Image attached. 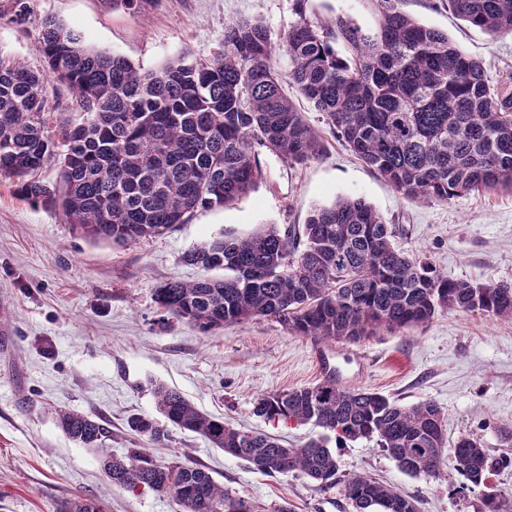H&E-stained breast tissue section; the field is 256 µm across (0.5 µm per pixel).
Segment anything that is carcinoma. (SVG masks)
I'll return each instance as SVG.
<instances>
[{"mask_svg": "<svg viewBox=\"0 0 512 512\" xmlns=\"http://www.w3.org/2000/svg\"><path fill=\"white\" fill-rule=\"evenodd\" d=\"M372 2V29L340 17L315 25L302 16L290 26L276 47L288 57L289 82L354 155L411 201L512 192V77L492 82L480 61L417 22L403 0ZM444 2L475 27L512 34V0ZM7 13L27 23L30 0H9ZM40 27L42 67L0 57V174L18 178L21 199L60 206L79 237L115 245L161 237L197 210L253 189L261 177L256 147L290 166L323 150L319 133L284 93L272 62L276 48L258 22L224 24L223 49L210 60L178 57L143 73L86 46L52 17ZM51 83L76 93L77 117L52 112ZM52 159L60 160V177L50 185L35 175ZM181 261L224 272L193 282L171 278L155 288L163 312L203 333L267 317L320 345L424 325L443 309L512 318L511 285L450 279L427 256L405 254L385 218L361 198L314 207L300 231L272 225L226 233ZM155 397L165 423L130 416L135 447L104 455L102 467L113 486L161 493L177 512L260 510L224 490L202 465L156 460L147 445L167 440L171 426L265 474L297 473L322 488L336 484L332 438L373 441L413 476H436L449 459L474 486L512 463L509 456L493 460L469 435L448 455L434 402L400 405L344 387L333 374L254 404L253 413L268 421L311 422L325 431L299 448L236 429L177 390L159 386ZM56 423L85 448H99L109 434L101 419L67 407L56 410ZM344 490L355 512H418L415 500L366 476L347 478ZM63 507L100 512L82 498Z\"/></svg>", "mask_w": 512, "mask_h": 512, "instance_id": "cac0c4a2", "label": "carcinoma"}]
</instances>
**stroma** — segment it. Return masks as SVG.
<instances>
[{
	"label": "stroma",
	"instance_id": "1",
	"mask_svg": "<svg viewBox=\"0 0 512 512\" xmlns=\"http://www.w3.org/2000/svg\"><path fill=\"white\" fill-rule=\"evenodd\" d=\"M23 25L0 17V52L41 64L39 20L55 17L91 48L125 57L150 72L169 60H208L222 49L229 19L260 21L272 43L299 16L316 24L348 18L374 27L371 0H32ZM423 24L446 32L478 59L492 81L512 75V35H492L460 20L436 0H404ZM297 107L321 135L324 150L291 166L262 148V177L233 203L198 210L164 236L123 246L74 235L60 209L16 194L15 178L0 175V512H58L79 496L103 512H175L166 496L108 483L103 452L125 453L133 442L130 415L156 416V384L180 391L202 412L234 427L277 436L289 447L321 435L313 424L273 422L253 413L256 398L309 386L335 368L349 388L381 393L398 404L436 403L446 436L477 437L492 456L504 454L500 431L512 428V319L445 310L425 325L381 332L359 342L315 346L279 323L257 317L208 333L161 312L154 290L200 269L184 252L232 232L305 224L311 210L338 197L364 199L384 216L407 253L424 254L452 279L512 285V193H471L449 202L403 198L353 155L303 97ZM99 416L111 435L103 450L82 447L59 430V407ZM162 460L198 463L225 489L263 512L289 503L292 512H353L343 478L369 475L418 502L420 512H485L494 488L499 512H512V466L488 486L464 487L450 468L410 476L375 442L336 448L339 483L322 489L295 475L269 477L210 446L198 434L172 429L153 446Z\"/></svg>",
	"mask_w": 512,
	"mask_h": 512
}]
</instances>
